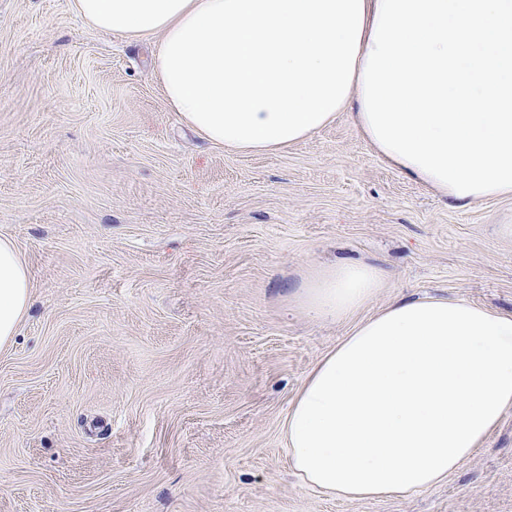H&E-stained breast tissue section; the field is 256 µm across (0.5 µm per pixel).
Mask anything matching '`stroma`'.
<instances>
[{"label":"stroma","mask_w":512,"mask_h":512,"mask_svg":"<svg viewBox=\"0 0 512 512\" xmlns=\"http://www.w3.org/2000/svg\"><path fill=\"white\" fill-rule=\"evenodd\" d=\"M153 44L73 0H0V237L32 280L0 348V512H512V411L439 486L349 500L288 467L282 424L350 322L293 289L376 264L402 297L512 313V198L459 206L388 165L350 112L269 154L173 112Z\"/></svg>","instance_id":"1"}]
</instances>
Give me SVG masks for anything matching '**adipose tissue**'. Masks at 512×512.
<instances>
[{"label": "adipose tissue", "mask_w": 512, "mask_h": 512, "mask_svg": "<svg viewBox=\"0 0 512 512\" xmlns=\"http://www.w3.org/2000/svg\"><path fill=\"white\" fill-rule=\"evenodd\" d=\"M90 26L158 37L152 67L168 105L208 141L250 154L312 137L354 107L376 0H74ZM380 267L341 261L297 288L306 313L354 315ZM28 271L0 237V347L31 300ZM512 411V313L446 297L400 299L355 324L310 371L283 424L301 481L342 498L413 495L445 481Z\"/></svg>", "instance_id": "adipose-tissue-1"}]
</instances>
